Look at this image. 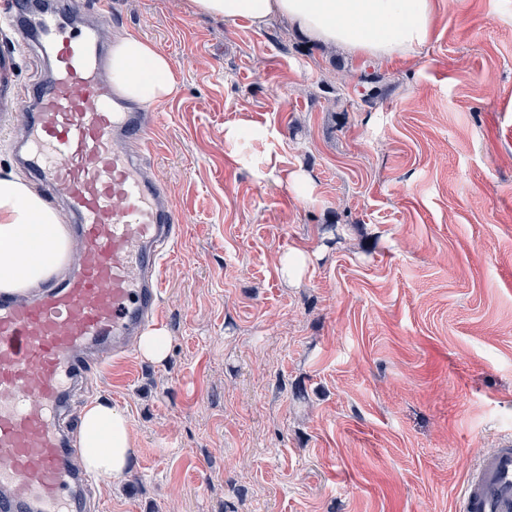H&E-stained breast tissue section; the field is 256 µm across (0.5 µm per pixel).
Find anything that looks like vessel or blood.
I'll list each match as a JSON object with an SVG mask.
<instances>
[{"label":"vessel or blood","instance_id":"obj_1","mask_svg":"<svg viewBox=\"0 0 512 512\" xmlns=\"http://www.w3.org/2000/svg\"><path fill=\"white\" fill-rule=\"evenodd\" d=\"M27 20L54 72L24 115V166L74 217L80 250L38 295L0 293V512H77L69 397L155 315L178 226L168 192L128 148L150 120L119 108L96 27L73 35L62 14L31 19L19 0H0L1 26ZM457 512H512L511 439L473 467Z\"/></svg>","mask_w":512,"mask_h":512}]
</instances>
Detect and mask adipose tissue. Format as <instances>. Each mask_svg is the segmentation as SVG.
<instances>
[{
	"mask_svg": "<svg viewBox=\"0 0 512 512\" xmlns=\"http://www.w3.org/2000/svg\"><path fill=\"white\" fill-rule=\"evenodd\" d=\"M194 12L263 27L281 17L311 40L369 60L411 55L435 36L436 0H190ZM112 86L117 96L149 108L179 91L172 59L151 42L126 34L112 43ZM69 255L58 214L20 178L0 173V292L18 294L50 279ZM84 468L121 478L132 441L123 410L104 401L81 417Z\"/></svg>",
	"mask_w": 512,
	"mask_h": 512,
	"instance_id": "obj_1",
	"label": "adipose tissue"
}]
</instances>
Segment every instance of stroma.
<instances>
[{
    "label": "stroma",
    "mask_w": 512,
    "mask_h": 512,
    "mask_svg": "<svg viewBox=\"0 0 512 512\" xmlns=\"http://www.w3.org/2000/svg\"><path fill=\"white\" fill-rule=\"evenodd\" d=\"M440 2L428 45L374 62L281 18L109 0L107 35L175 65L136 151L181 227L159 272L167 360L129 348L72 398L122 409L133 443L80 512H456L512 434V0ZM0 38L18 48L0 100L16 173L48 68L24 31ZM292 251L307 271L289 282Z\"/></svg>",
    "instance_id": "stroma-1"
}]
</instances>
